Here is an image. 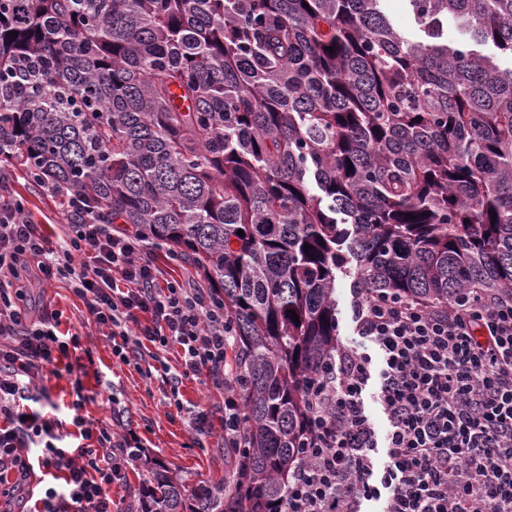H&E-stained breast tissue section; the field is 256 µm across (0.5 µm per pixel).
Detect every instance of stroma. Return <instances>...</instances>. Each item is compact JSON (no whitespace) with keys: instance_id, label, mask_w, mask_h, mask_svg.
Returning a JSON list of instances; mask_svg holds the SVG:
<instances>
[{"instance_id":"stroma-1","label":"stroma","mask_w":512,"mask_h":512,"mask_svg":"<svg viewBox=\"0 0 512 512\" xmlns=\"http://www.w3.org/2000/svg\"><path fill=\"white\" fill-rule=\"evenodd\" d=\"M0 186L23 200L28 219L40 231L56 239L63 237L64 216L58 199L6 166L0 168ZM355 277L352 263L336 277L339 340L344 345L360 342L352 317ZM0 280L21 284L23 295L17 305L24 313L35 317L46 310L58 312L62 329L81 335V348L76 352L79 364L73 372H48L37 383L56 405V417L71 422L76 413L72 407L78 402L73 382L78 379L87 397L86 402H78L82 405L79 413L96 425L119 420L143 444L141 458L131 463L127 479L112 485V512H132L133 495L146 475L148 459L162 462L189 486L202 481L220 488L232 477V455L225 450L220 431L198 443L185 428V416L199 408L211 410L213 420L222 416L224 396L207 377L184 379L179 405H170L161 382L146 379L136 364L122 363L113 356L111 341L88 320L70 281L24 272L15 277L6 269L0 271Z\"/></svg>"}]
</instances>
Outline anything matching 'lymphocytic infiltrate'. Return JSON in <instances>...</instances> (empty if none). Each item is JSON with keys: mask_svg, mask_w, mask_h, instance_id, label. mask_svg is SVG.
I'll use <instances>...</instances> for the list:
<instances>
[{"mask_svg": "<svg viewBox=\"0 0 512 512\" xmlns=\"http://www.w3.org/2000/svg\"><path fill=\"white\" fill-rule=\"evenodd\" d=\"M61 241L39 232L22 200L0 193V268L36 263L71 280L89 319L113 339L122 362L150 356L146 378L178 396L204 375L224 388V413L186 421L196 437L220 427L225 447L243 448V405L230 369L231 326L207 289L168 279L130 228L70 197ZM359 335L375 355L343 346L308 393V429L292 470L285 512H512V294H470L450 306L361 294ZM157 352L144 351L145 343ZM80 336L57 312L30 322L0 281V482L26 480L30 457L55 469L41 512H112L108 491L139 447L134 432L91 431L74 415L79 443L64 446L62 420L35 409L44 372L72 371ZM177 348L180 370L164 352ZM374 388L387 431L378 436L364 393ZM384 465H377V455Z\"/></svg>", "mask_w": 512, "mask_h": 512, "instance_id": "obj_1", "label": "lymphocytic infiltrate"}]
</instances>
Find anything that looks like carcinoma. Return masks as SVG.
Masks as SVG:
<instances>
[{"label":"carcinoma","instance_id":"carcinoma-1","mask_svg":"<svg viewBox=\"0 0 512 512\" xmlns=\"http://www.w3.org/2000/svg\"><path fill=\"white\" fill-rule=\"evenodd\" d=\"M381 2L0 0V162L168 247L232 326L244 466L149 462L137 512H282L347 259L362 292L512 293V0H405L413 35Z\"/></svg>","mask_w":512,"mask_h":512}]
</instances>
